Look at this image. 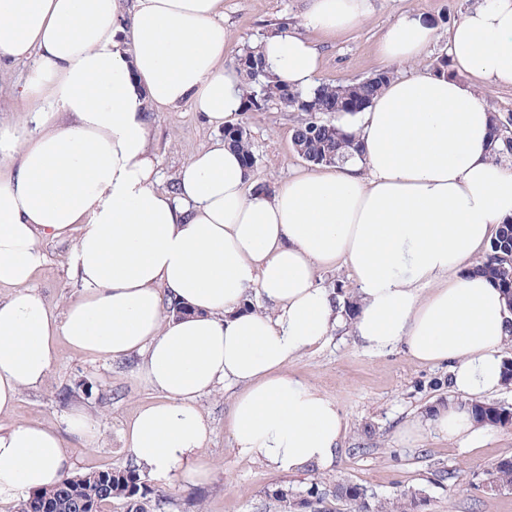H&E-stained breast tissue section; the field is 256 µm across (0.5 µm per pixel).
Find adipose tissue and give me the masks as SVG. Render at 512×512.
<instances>
[{
    "mask_svg": "<svg viewBox=\"0 0 512 512\" xmlns=\"http://www.w3.org/2000/svg\"><path fill=\"white\" fill-rule=\"evenodd\" d=\"M223 0H0V61L30 62L21 95L29 123L0 122V413L44 381L55 343L103 359L137 354L157 401L125 430L137 466L209 480L199 456L209 428L197 401L231 389L237 451L277 473L329 469L346 431L335 402L288 362L346 316L319 269L344 263L355 284L353 334L383 352L406 344L450 366L462 400L503 385L512 340L505 299L470 267L512 219V166L491 156L492 115L459 80L512 87V0H478L448 32L454 75L392 79L338 125L360 152L331 171L269 191L237 150L208 144L158 189L150 147L160 112L190 104L214 126L240 112L224 64ZM370 0H308L305 28H353ZM436 31L406 15L379 47L391 64L417 58ZM294 88L314 83L319 53L300 33L260 44ZM74 234L80 288L63 312L33 285L44 242ZM260 296L265 310L250 308ZM187 307L169 315L166 301ZM474 443L481 428L451 404L414 423ZM73 463L37 421L0 430V497L50 489Z\"/></svg>",
    "mask_w": 512,
    "mask_h": 512,
    "instance_id": "obj_1",
    "label": "adipose tissue"
}]
</instances>
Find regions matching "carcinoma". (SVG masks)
<instances>
[{"mask_svg":"<svg viewBox=\"0 0 512 512\" xmlns=\"http://www.w3.org/2000/svg\"><path fill=\"white\" fill-rule=\"evenodd\" d=\"M241 78L244 112H260L271 101L282 102L283 80L279 78L253 47L238 55L231 65ZM391 79V72L380 71L370 81L348 84H320L308 92L296 90L288 96L285 108L306 114L294 129L296 152L313 165H335L348 158L357 148L355 138L331 120L334 113L356 114L364 111L374 96ZM224 141L240 151L247 169L256 164V156L246 127L237 124L224 129ZM495 158H512V131L498 116H493ZM476 271L502 290L512 315V221L497 226L495 235ZM470 411L477 423L506 427L512 425V408L489 403H472ZM502 489L512 488V458L500 459L491 473ZM340 496L353 504V512H375L368 490L355 483L339 484L330 490L317 483L311 485L300 502L310 512H329L326 501ZM114 500H122L127 512H156L160 495L148 484L139 469L106 468L62 478L52 488L33 492L22 502L20 512H103Z\"/></svg>","mask_w":512,"mask_h":512,"instance_id":"cac0c4a2","label":"carcinoma"}]
</instances>
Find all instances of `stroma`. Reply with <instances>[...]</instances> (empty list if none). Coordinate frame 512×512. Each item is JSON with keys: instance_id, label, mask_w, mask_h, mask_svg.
Masks as SVG:
<instances>
[{"instance_id": "obj_1", "label": "stroma", "mask_w": 512, "mask_h": 512, "mask_svg": "<svg viewBox=\"0 0 512 512\" xmlns=\"http://www.w3.org/2000/svg\"><path fill=\"white\" fill-rule=\"evenodd\" d=\"M476 0H372L369 15L342 33L308 31L319 52L316 83L346 84L382 70L379 41L400 16H423L438 31L437 40L417 61L394 67L395 76L414 70L433 71L448 54V30ZM306 0H224V28L228 40L224 61L256 46L280 27H297ZM28 72L24 63L0 66V118L23 121L16 90ZM299 113L272 102L260 112H242L233 120L245 124L258 157L252 181L268 188L311 170V163L295 151L293 127ZM223 130L207 124L189 105L163 113L153 126L152 149L159 160L160 187L169 189L176 172L203 146L222 139ZM71 241L43 245L46 263L34 284L49 307L62 311L79 290L69 266ZM138 357L106 360L58 341L55 358L39 389L22 391L14 409L0 414V427L35 420L61 435L74 474L131 461L124 429L137 411L157 400V393L137 375ZM288 371L320 389L340 410L347 432L333 465L325 471L278 474L240 455L226 429L230 391L217 389L199 398L197 405L210 429L201 452L212 467L207 482L188 483L182 471L167 479H151L163 495V512H266L269 494L285 485L303 495L312 483L334 486L358 483L382 503L401 490L422 493V512H512V489L486 491L483 481L502 458L512 456V426L487 427L474 445L441 439L422 432L413 441L401 436L404 428L454 395L448 386V367L415 359L406 345L383 353L356 342L350 327L335 329L322 343L288 364ZM89 416L95 432L90 437L70 433L68 420Z\"/></svg>"}]
</instances>
